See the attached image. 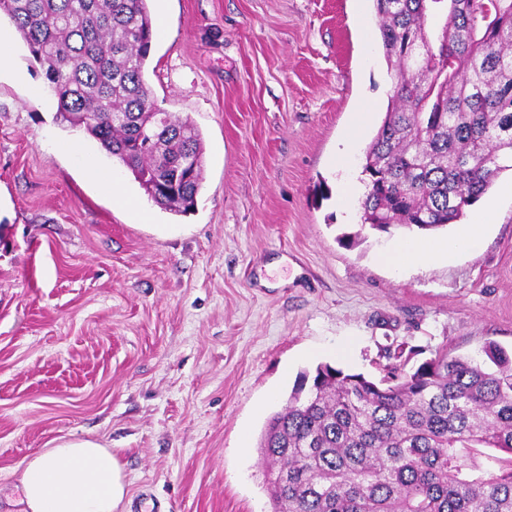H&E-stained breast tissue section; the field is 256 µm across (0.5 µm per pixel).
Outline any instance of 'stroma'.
<instances>
[{"label": "stroma", "instance_id": "stroma-1", "mask_svg": "<svg viewBox=\"0 0 512 512\" xmlns=\"http://www.w3.org/2000/svg\"><path fill=\"white\" fill-rule=\"evenodd\" d=\"M148 6V83L202 134L187 215L57 119L0 20V512H22L16 470L59 437L111 448L120 512H270L260 441L300 372L376 380L441 350L512 348L511 171L462 218L494 210L479 246L431 265L380 263L409 234L361 227V197L346 193L396 83L374 0ZM68 141L81 154L61 151ZM92 161L144 217L87 176Z\"/></svg>", "mask_w": 512, "mask_h": 512}]
</instances>
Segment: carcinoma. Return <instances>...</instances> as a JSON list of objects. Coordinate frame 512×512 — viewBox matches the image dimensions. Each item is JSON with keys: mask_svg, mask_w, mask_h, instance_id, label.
Masks as SVG:
<instances>
[{"mask_svg": "<svg viewBox=\"0 0 512 512\" xmlns=\"http://www.w3.org/2000/svg\"><path fill=\"white\" fill-rule=\"evenodd\" d=\"M447 20L427 28L437 5ZM395 93L366 151L361 225L434 231L512 170V0H375ZM57 101L150 199L192 211L202 137L145 79L147 0H0ZM147 136L139 138L140 126ZM272 512H512V351L441 352L378 381L300 374L261 437ZM479 448L506 454L485 473Z\"/></svg>", "mask_w": 512, "mask_h": 512, "instance_id": "cac0c4a2", "label": "carcinoma"}]
</instances>
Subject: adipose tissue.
<instances>
[{
    "instance_id": "ef3b65f1",
    "label": "adipose tissue",
    "mask_w": 512,
    "mask_h": 512,
    "mask_svg": "<svg viewBox=\"0 0 512 512\" xmlns=\"http://www.w3.org/2000/svg\"><path fill=\"white\" fill-rule=\"evenodd\" d=\"M484 212L447 242L425 240L396 246L385 260L392 265L433 263L477 247L491 222ZM23 512H117L126 491L122 467L111 449L90 439L59 438L19 468Z\"/></svg>"
}]
</instances>
